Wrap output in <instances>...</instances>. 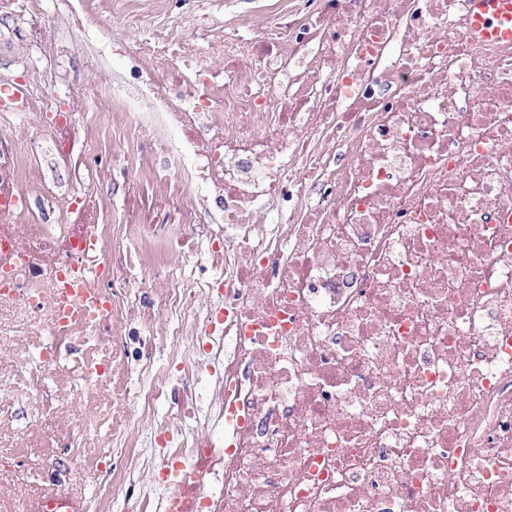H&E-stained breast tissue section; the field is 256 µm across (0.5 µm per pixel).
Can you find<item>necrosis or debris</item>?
<instances>
[{
  "label": "necrosis or debris",
  "instance_id": "necrosis-or-debris-1",
  "mask_svg": "<svg viewBox=\"0 0 512 512\" xmlns=\"http://www.w3.org/2000/svg\"><path fill=\"white\" fill-rule=\"evenodd\" d=\"M59 2L78 38L52 36L54 11L30 0L25 39L58 65L47 78L33 58L0 102L33 114L31 149L78 186L22 177L0 141V313L49 334L22 380L43 399L71 336H124L153 247L216 270L170 277L158 304L164 336L209 339L224 446L185 427L195 393L163 410L171 380L145 363L140 414L179 471L123 512H512V43L474 39L467 0H270L222 43L201 12L188 39L134 48L112 0L84 17ZM91 28L139 67L72 75ZM205 44L223 80L198 64ZM102 120L179 170L150 174L127 224L106 222L87 168ZM214 288L223 303L200 306Z\"/></svg>",
  "mask_w": 512,
  "mask_h": 512
}]
</instances>
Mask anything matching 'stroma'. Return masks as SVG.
Returning <instances> with one entry per match:
<instances>
[{
  "label": "stroma",
  "mask_w": 512,
  "mask_h": 512,
  "mask_svg": "<svg viewBox=\"0 0 512 512\" xmlns=\"http://www.w3.org/2000/svg\"><path fill=\"white\" fill-rule=\"evenodd\" d=\"M266 0H155L149 24L137 22L139 0H125L112 16V27L127 40H140L150 30L160 29L181 37V20L205 8L216 31L225 22L258 15ZM35 49L14 40L0 27V89L4 76L21 80ZM31 115L16 113L0 119V136L12 139L17 152L26 157L27 173L48 183L69 181L67 168L47 160L32 159L24 138ZM126 133L106 136L102 160L106 177L99 190L108 204L107 220L122 223L140 185L142 162L130 151ZM166 317L155 313L151 323L131 319L127 336L119 347L107 340L87 348L84 336H74L61 348L45 385L59 402L46 409L29 399L21 383L20 365L36 361L48 341L41 325L24 315H0V415L14 420L0 426V512H24L37 498L63 493L80 500L85 512H119L128 497H140L162 487L161 459L153 422L142 420L133 399L137 373L145 360L164 365L174 379L189 346H203L205 337L188 336L180 341L163 337ZM113 364L110 380L100 387L84 378L86 353ZM112 473V495L99 496L102 470Z\"/></svg>",
  "instance_id": "35a3bbf8"
}]
</instances>
